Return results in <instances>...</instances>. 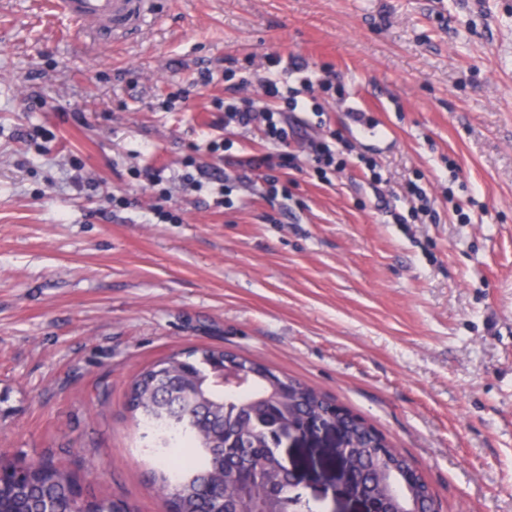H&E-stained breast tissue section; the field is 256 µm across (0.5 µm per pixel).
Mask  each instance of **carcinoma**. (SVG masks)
Returning a JSON list of instances; mask_svg holds the SVG:
<instances>
[{
  "label": "carcinoma",
  "mask_w": 512,
  "mask_h": 512,
  "mask_svg": "<svg viewBox=\"0 0 512 512\" xmlns=\"http://www.w3.org/2000/svg\"><path fill=\"white\" fill-rule=\"evenodd\" d=\"M253 373L250 387L234 395L199 379L203 359L218 356ZM332 399L264 363L232 352L192 350L161 359L134 379L127 407L148 431V452L158 462V491L168 512H304L292 499L281 455L293 426L324 419ZM343 439L336 466H349L363 496L380 512H397L435 500L417 467L358 415L334 414ZM13 463L0 458V512H111L113 500L87 497L76 473L44 460L28 466L16 483Z\"/></svg>",
  "instance_id": "1"
}]
</instances>
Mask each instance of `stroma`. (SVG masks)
<instances>
[{
	"instance_id": "35a3bbf8",
	"label": "stroma",
	"mask_w": 512,
	"mask_h": 512,
	"mask_svg": "<svg viewBox=\"0 0 512 512\" xmlns=\"http://www.w3.org/2000/svg\"><path fill=\"white\" fill-rule=\"evenodd\" d=\"M272 52L291 86L326 68L345 87L313 90L288 146L303 158L343 130L342 167L281 171L284 195L242 165L263 133L211 109L258 86L156 108L200 68ZM355 100L385 139L358 133ZM146 164L168 197L138 187ZM202 348L350 409L409 454L439 512H512V0H158L109 43L49 0H0V456L164 512L128 389ZM290 458L312 512H336L324 450Z\"/></svg>"
}]
</instances>
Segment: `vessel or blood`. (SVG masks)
Listing matches in <instances>:
<instances>
[{"instance_id":"b4317fda","label":"vessel or blood","mask_w":512,"mask_h":512,"mask_svg":"<svg viewBox=\"0 0 512 512\" xmlns=\"http://www.w3.org/2000/svg\"><path fill=\"white\" fill-rule=\"evenodd\" d=\"M154 0H51L52 10L104 42L136 34L153 12Z\"/></svg>"}]
</instances>
